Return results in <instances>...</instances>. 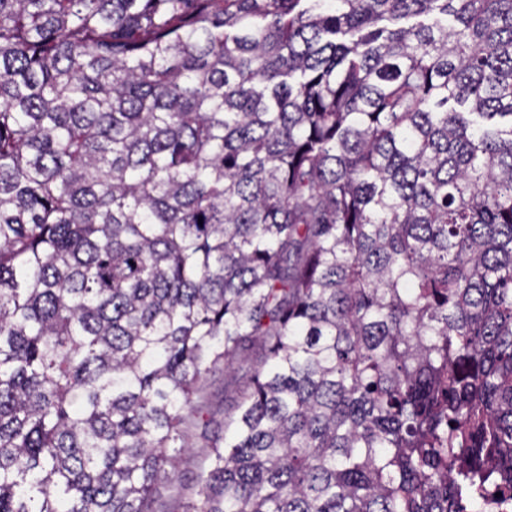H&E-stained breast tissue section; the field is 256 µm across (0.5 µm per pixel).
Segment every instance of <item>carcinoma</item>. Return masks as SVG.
<instances>
[{"label": "carcinoma", "mask_w": 512, "mask_h": 512, "mask_svg": "<svg viewBox=\"0 0 512 512\" xmlns=\"http://www.w3.org/2000/svg\"><path fill=\"white\" fill-rule=\"evenodd\" d=\"M511 508L512 0H0V512Z\"/></svg>", "instance_id": "1"}]
</instances>
